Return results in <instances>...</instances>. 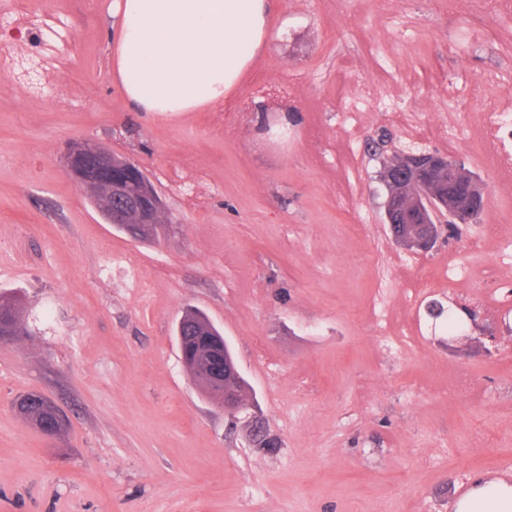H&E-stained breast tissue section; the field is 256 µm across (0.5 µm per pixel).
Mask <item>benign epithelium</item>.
<instances>
[{"label":"benign epithelium","mask_w":512,"mask_h":512,"mask_svg":"<svg viewBox=\"0 0 512 512\" xmlns=\"http://www.w3.org/2000/svg\"><path fill=\"white\" fill-rule=\"evenodd\" d=\"M63 167L85 194L105 191L113 202L115 226L140 240L160 227L163 204L140 166L97 145L73 147ZM380 179L393 190L385 202V220L395 243L407 250L426 252L434 247L443 224H467L484 208L483 192L474 174L438 154L406 155L384 167ZM182 363L199 366L209 396L234 417L245 409L241 389L245 382L226 339L209 336L194 341L198 325L183 316L177 326Z\"/></svg>","instance_id":"obj_1"}]
</instances>
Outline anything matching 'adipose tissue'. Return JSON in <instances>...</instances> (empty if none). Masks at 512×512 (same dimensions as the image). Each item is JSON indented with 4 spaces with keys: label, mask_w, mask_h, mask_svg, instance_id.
<instances>
[{
    "label": "adipose tissue",
    "mask_w": 512,
    "mask_h": 512,
    "mask_svg": "<svg viewBox=\"0 0 512 512\" xmlns=\"http://www.w3.org/2000/svg\"><path fill=\"white\" fill-rule=\"evenodd\" d=\"M112 73L145 112H195L232 93L270 38L268 0H116ZM455 512H512V481L478 477Z\"/></svg>",
    "instance_id": "adipose-tissue-1"
}]
</instances>
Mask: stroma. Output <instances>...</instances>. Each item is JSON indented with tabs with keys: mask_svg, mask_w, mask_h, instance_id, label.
Instances as JSON below:
<instances>
[{
	"mask_svg": "<svg viewBox=\"0 0 512 512\" xmlns=\"http://www.w3.org/2000/svg\"><path fill=\"white\" fill-rule=\"evenodd\" d=\"M38 24L0 25V297L23 334L0 343V512H453L478 474L512 480V201L465 139L469 92L512 77V20L476 29L448 0H270L273 38L223 103L161 115L112 76V0H25ZM460 86L448 98L449 76ZM473 172L486 201L424 253L460 276L464 336L414 301L415 268L384 222V162L404 126L369 102L354 202L334 136L364 86ZM323 129L325 144L311 141ZM100 144L144 170L166 228L135 241L63 169ZM496 243L473 249L485 225ZM135 268H128V258ZM203 311L230 344L250 406L230 418L181 364L176 325ZM472 379L467 397L451 391ZM39 392L69 419L48 438L15 412ZM262 425L277 442L250 441Z\"/></svg>",
	"mask_w": 512,
	"mask_h": 512,
	"instance_id": "35a3bbf8",
	"label": "stroma"
}]
</instances>
